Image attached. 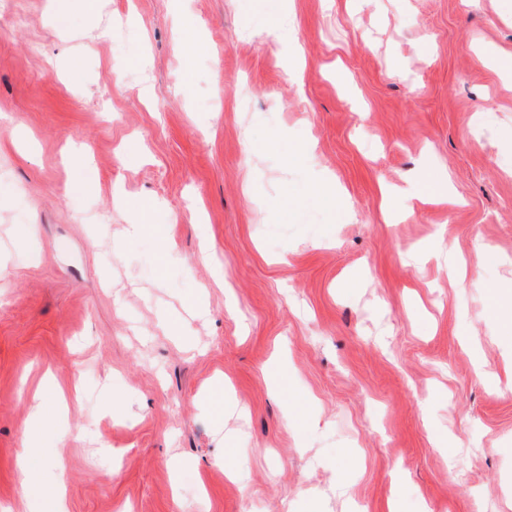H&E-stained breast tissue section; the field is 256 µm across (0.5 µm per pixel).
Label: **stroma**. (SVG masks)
I'll use <instances>...</instances> for the list:
<instances>
[{"instance_id":"obj_1","label":"stroma","mask_w":512,"mask_h":512,"mask_svg":"<svg viewBox=\"0 0 512 512\" xmlns=\"http://www.w3.org/2000/svg\"><path fill=\"white\" fill-rule=\"evenodd\" d=\"M250 2L0 0V506L512 512V0Z\"/></svg>"}]
</instances>
